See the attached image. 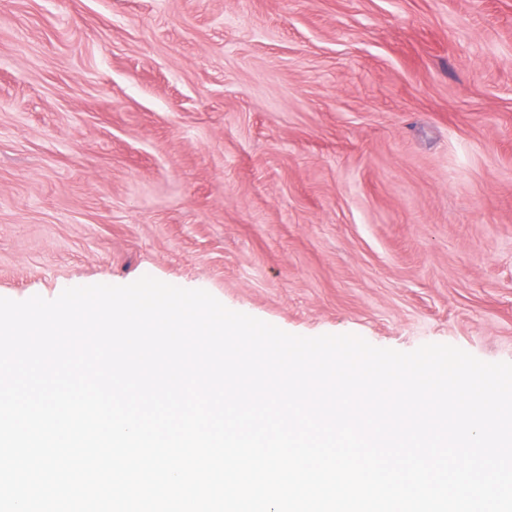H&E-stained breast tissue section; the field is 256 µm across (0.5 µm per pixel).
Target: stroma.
Masks as SVG:
<instances>
[{
    "instance_id": "obj_1",
    "label": "stroma",
    "mask_w": 512,
    "mask_h": 512,
    "mask_svg": "<svg viewBox=\"0 0 512 512\" xmlns=\"http://www.w3.org/2000/svg\"><path fill=\"white\" fill-rule=\"evenodd\" d=\"M146 274L512 362V0H0V297Z\"/></svg>"
}]
</instances>
